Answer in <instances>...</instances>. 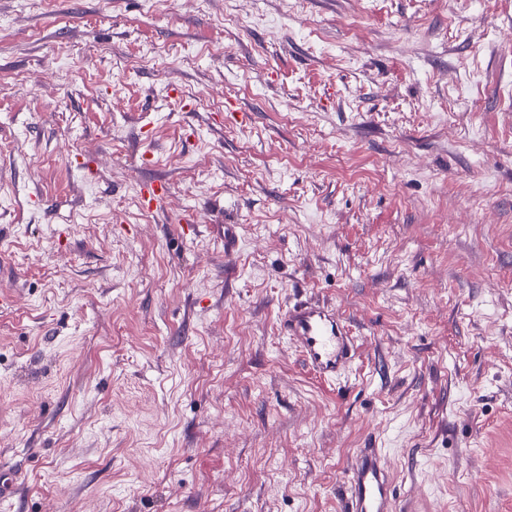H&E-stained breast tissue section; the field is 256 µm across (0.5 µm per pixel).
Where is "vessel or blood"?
I'll list each match as a JSON object with an SVG mask.
<instances>
[{
	"instance_id": "obj_1",
	"label": "vessel or blood",
	"mask_w": 512,
	"mask_h": 512,
	"mask_svg": "<svg viewBox=\"0 0 512 512\" xmlns=\"http://www.w3.org/2000/svg\"><path fill=\"white\" fill-rule=\"evenodd\" d=\"M170 194L166 180L140 186V199L150 211L163 209ZM279 332L298 347L305 365L319 378L345 375L358 353L357 338L329 304L311 299L289 303L280 316ZM344 512H397L395 482L380 448L355 449L342 478Z\"/></svg>"
}]
</instances>
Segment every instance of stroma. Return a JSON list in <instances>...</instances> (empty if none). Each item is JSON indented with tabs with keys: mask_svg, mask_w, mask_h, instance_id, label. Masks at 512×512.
<instances>
[{
	"mask_svg": "<svg viewBox=\"0 0 512 512\" xmlns=\"http://www.w3.org/2000/svg\"><path fill=\"white\" fill-rule=\"evenodd\" d=\"M1 288L11 512H512V0H0ZM169 194V185L166 180L161 178L146 180L140 186L139 195L142 206L149 211L163 209ZM279 332L292 340L305 365L319 378L345 375L358 353L357 338L329 304L296 299L280 316ZM344 512H397L395 482L382 448H358L342 478Z\"/></svg>",
	"mask_w": 512,
	"mask_h": 512,
	"instance_id": "stroma-1",
	"label": "stroma"
}]
</instances>
